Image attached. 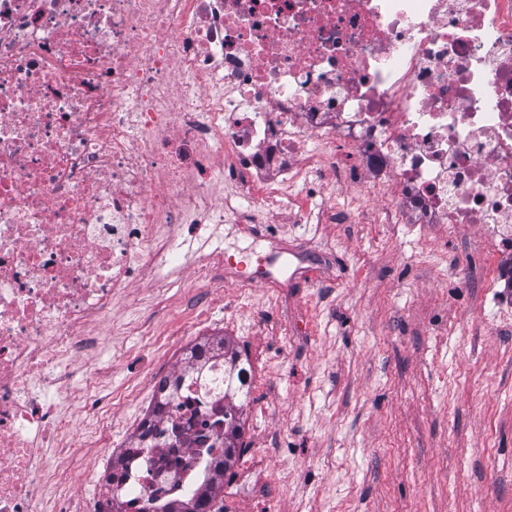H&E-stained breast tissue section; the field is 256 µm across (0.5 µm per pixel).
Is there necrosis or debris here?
I'll return each mask as SVG.
<instances>
[{
  "label": "necrosis or debris",
  "instance_id": "obj_1",
  "mask_svg": "<svg viewBox=\"0 0 512 512\" xmlns=\"http://www.w3.org/2000/svg\"><path fill=\"white\" fill-rule=\"evenodd\" d=\"M330 172L384 223L481 224L512 250V0H0V512L199 495L224 351L113 392L112 309L182 273L184 225L247 203L329 222L309 202ZM144 395L113 448L114 402ZM63 401L98 430L75 440ZM77 444L114 457L79 468Z\"/></svg>",
  "mask_w": 512,
  "mask_h": 512
}]
</instances>
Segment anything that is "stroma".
<instances>
[{
	"label": "stroma",
	"mask_w": 512,
	"mask_h": 512,
	"mask_svg": "<svg viewBox=\"0 0 512 512\" xmlns=\"http://www.w3.org/2000/svg\"><path fill=\"white\" fill-rule=\"evenodd\" d=\"M327 199L361 223L260 208L224 227L227 253L301 258L287 287L229 268L206 289L189 270L138 284L100 357L113 388L175 364L204 322L256 376L220 494L234 512H512V288L486 228L386 224L344 186Z\"/></svg>",
	"instance_id": "35a3bbf8"
}]
</instances>
